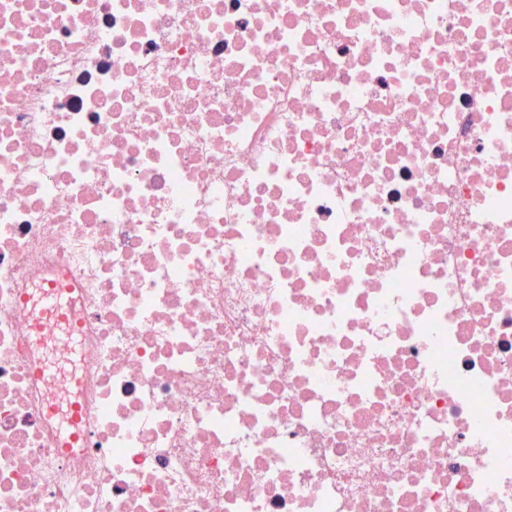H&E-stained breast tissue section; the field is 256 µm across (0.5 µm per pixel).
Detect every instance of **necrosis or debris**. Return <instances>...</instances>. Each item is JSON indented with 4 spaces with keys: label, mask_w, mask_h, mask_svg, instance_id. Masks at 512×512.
Listing matches in <instances>:
<instances>
[{
    "label": "necrosis or debris",
    "mask_w": 512,
    "mask_h": 512,
    "mask_svg": "<svg viewBox=\"0 0 512 512\" xmlns=\"http://www.w3.org/2000/svg\"><path fill=\"white\" fill-rule=\"evenodd\" d=\"M0 512H512V0H0Z\"/></svg>",
    "instance_id": "4bbe7bcc"
}]
</instances>
